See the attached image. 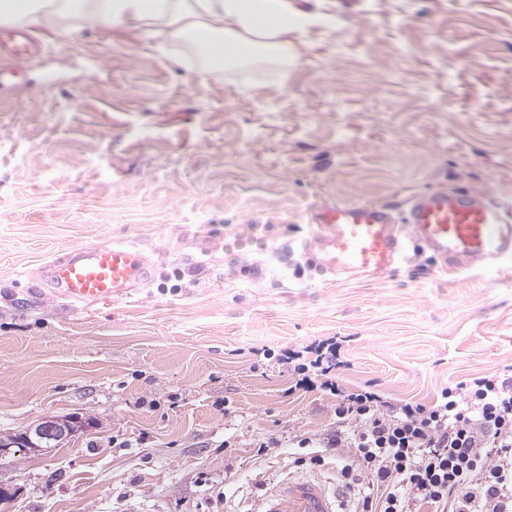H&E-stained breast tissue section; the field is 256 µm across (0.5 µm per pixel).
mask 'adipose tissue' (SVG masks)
Returning a JSON list of instances; mask_svg holds the SVG:
<instances>
[{"instance_id": "1", "label": "adipose tissue", "mask_w": 512, "mask_h": 512, "mask_svg": "<svg viewBox=\"0 0 512 512\" xmlns=\"http://www.w3.org/2000/svg\"><path fill=\"white\" fill-rule=\"evenodd\" d=\"M75 13L89 26L192 47L201 79L221 69L286 74L299 62L295 38L328 21L302 0H0V24L33 32L57 28Z\"/></svg>"}]
</instances>
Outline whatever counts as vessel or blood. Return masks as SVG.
Masks as SVG:
<instances>
[{"label":"vessel or blood","instance_id":"obj_1","mask_svg":"<svg viewBox=\"0 0 512 512\" xmlns=\"http://www.w3.org/2000/svg\"><path fill=\"white\" fill-rule=\"evenodd\" d=\"M38 43L30 33L0 30V85L17 73ZM314 235L304 250L334 278L371 277L408 259L410 244L426 246L442 272L466 269L468 261L496 268L512 260V211L483 196L459 189L413 195L403 208L352 202L311 211ZM152 263L136 244L112 242L76 246L41 269L44 285L87 307L131 298L148 281ZM252 512H340L336 495L313 477L275 482Z\"/></svg>","mask_w":512,"mask_h":512}]
</instances>
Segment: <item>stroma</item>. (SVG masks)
Here are the masks:
<instances>
[{
  "instance_id": "stroma-1",
  "label": "stroma",
  "mask_w": 512,
  "mask_h": 512,
  "mask_svg": "<svg viewBox=\"0 0 512 512\" xmlns=\"http://www.w3.org/2000/svg\"><path fill=\"white\" fill-rule=\"evenodd\" d=\"M318 7L284 80H201L179 46L74 18L0 87V431L84 424L0 459V512H250L276 478L338 487L335 459L298 465L296 445L335 430V396L252 347L343 338V389L416 403L512 377V276L442 275L414 245L333 284L301 249L313 208L448 188L512 204V0ZM112 240L155 265L132 299L78 310L41 285L47 260Z\"/></svg>"
}]
</instances>
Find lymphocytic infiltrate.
<instances>
[{
  "label": "lymphocytic infiltrate",
  "mask_w": 512,
  "mask_h": 512,
  "mask_svg": "<svg viewBox=\"0 0 512 512\" xmlns=\"http://www.w3.org/2000/svg\"><path fill=\"white\" fill-rule=\"evenodd\" d=\"M342 343L329 338L284 350L279 360L295 389L336 398V429L301 438L311 466L350 449L342 489L369 482L355 512H512V379L475 376L441 389L431 404L387 400L365 388L344 391Z\"/></svg>",
  "instance_id": "f902f5d3"
}]
</instances>
